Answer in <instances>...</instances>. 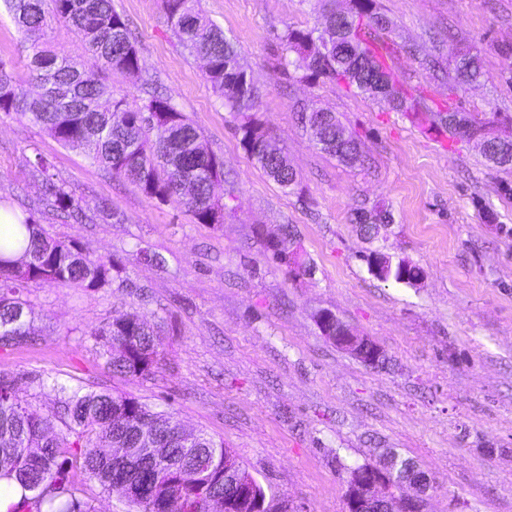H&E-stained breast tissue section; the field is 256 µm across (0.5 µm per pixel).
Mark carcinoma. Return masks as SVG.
Segmentation results:
<instances>
[{"label":"carcinoma","mask_w":512,"mask_h":512,"mask_svg":"<svg viewBox=\"0 0 512 512\" xmlns=\"http://www.w3.org/2000/svg\"><path fill=\"white\" fill-rule=\"evenodd\" d=\"M24 40L30 43L29 70L40 92L32 96L14 77L12 65L0 59V112L15 114L67 148H77L113 177L135 185L142 194L162 202L173 200L199 224L224 223V204L215 198L213 185L224 181V161L206 146L198 127L168 98L149 93L151 75L140 66L139 51L127 21L112 0H0ZM167 23L179 45L208 67L203 79L213 93L237 113L258 106L260 90L243 62L237 43L224 35L201 8L200 0H163ZM354 14L332 8L318 16L309 29L287 28L281 36L295 54L289 62L301 79L325 77L356 94L387 101L397 112H430L426 100L408 91L394 76L386 58L392 53L384 33L387 19L375 0H355ZM70 29L84 50L105 70L136 78L148 94L139 105L114 96L112 88L79 69L80 63L60 56L39 41L46 34L47 18ZM448 75V93L466 84L465 75L477 81L489 78L482 57L471 50L457 55ZM386 78L388 91H374L376 75ZM324 145L320 150L345 164H356L361 154L356 138L335 114L321 121ZM249 158L283 189L299 186L288 156L259 124L236 126ZM512 148L492 142L482 151L493 168L511 170L512 163L497 161ZM50 162L40 157L34 175L42 177L43 197L53 210L71 218L82 217L81 199L48 175ZM10 224L0 249V337L14 345L33 341L26 316L32 312L23 299L29 284L50 287L99 289L111 285L112 260L91 257L77 242L51 235L37 213L12 209L0 202ZM352 222L362 235L379 238L381 224L391 222L380 209L355 213ZM271 259L293 277L311 276L314 265L301 253L291 230L269 241ZM29 261L25 275L14 266ZM102 344L115 374L146 378L159 368L162 344L152 318L133 311L91 332ZM60 398L49 414L38 412L16 388L14 377L0 370V480L15 481L28 512H93L81 498L82 484L74 471L96 479L102 490L127 498L133 512H154L160 503L166 512H224V498L236 497L239 486L224 475V442L199 432V461L183 462L184 447L171 440L180 423L173 413L158 411L134 397L105 391L71 390L54 384ZM62 422L67 432L56 431ZM263 486L252 480L249 494L236 512H253L264 498Z\"/></svg>","instance_id":"cac0c4a2"}]
</instances>
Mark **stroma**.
I'll return each instance as SVG.
<instances>
[{
    "instance_id": "obj_1",
    "label": "stroma",
    "mask_w": 512,
    "mask_h": 512,
    "mask_svg": "<svg viewBox=\"0 0 512 512\" xmlns=\"http://www.w3.org/2000/svg\"><path fill=\"white\" fill-rule=\"evenodd\" d=\"M129 24L157 90L200 128L224 160L220 224L197 223L176 202L145 197L81 150L62 147L0 114V197L40 211L53 234L111 259L125 286L31 284L33 344L0 347L20 396L54 410V384L108 390L171 413L223 440L294 512H345V470L394 448L426 471L425 512H512V170L487 166L478 141L393 110L325 79L301 80L281 36L313 27L315 0H201L237 41L261 100L251 113L300 179L282 189L249 159L239 122L183 52L162 0H112ZM390 22L392 65L430 107L478 115L488 136L512 138V0H376ZM58 54L83 59L114 94L140 97L131 79L101 73L79 38L50 23ZM475 49L489 78L448 90V63ZM0 59L29 78L22 35L0 11ZM324 108L357 139L361 165L317 149L298 119ZM82 201L85 219L46 209L36 158ZM112 205L99 213L100 202ZM388 206L380 242L352 224L355 210ZM290 225L314 264L290 278L266 246ZM383 247L423 271L417 285L381 281L364 256ZM335 313L392 360L371 368L322 336L318 310ZM136 310L161 327L163 359L148 378L113 375L92 335Z\"/></svg>"
}]
</instances>
